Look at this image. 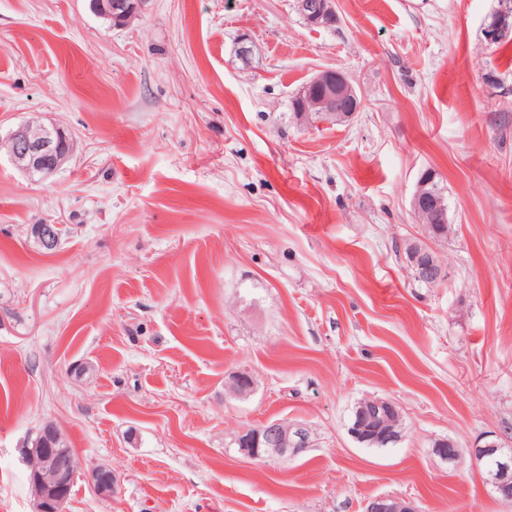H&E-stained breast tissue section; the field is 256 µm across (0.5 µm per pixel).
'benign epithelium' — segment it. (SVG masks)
I'll list each match as a JSON object with an SVG mask.
<instances>
[{"instance_id":"7a95c632","label":"benign epithelium","mask_w":512,"mask_h":512,"mask_svg":"<svg viewBox=\"0 0 512 512\" xmlns=\"http://www.w3.org/2000/svg\"><path fill=\"white\" fill-rule=\"evenodd\" d=\"M148 0H93L96 14L112 20V26L123 27L134 17L146 10ZM335 0H316L312 5L297 3L298 10L311 26L328 27L336 23ZM512 33V0H498V8L492 14L491 22L484 29L487 42L492 43ZM312 88L322 92L313 94ZM360 96L342 73L332 70L317 74L301 92V111L316 112L330 122H346L360 110ZM7 139L13 143L9 157L13 165L29 178L45 179L55 172L69 157L72 145L64 131L56 126L45 125L39 135L30 134L23 125L10 132ZM425 184L418 181L411 199V209L415 214L427 207L434 210L443 204L424 192ZM407 264L412 270L440 281L444 279L443 267L436 263L434 253L414 250L410 252ZM396 405L377 397L373 406L362 411L350 425V434L358 441H379L388 443L395 435L388 428V415ZM62 434L52 424L45 425L38 435L29 455V482L36 502V512H64L69 499V489L82 467L74 463L72 452L59 447ZM239 452L259 461L286 460L310 447V430L297 423L288 425L281 421L264 423L258 430H244L233 439ZM471 456L482 464L491 476L496 492L505 500H512V457L500 453L499 445L487 442L471 450ZM98 495L112 497L114 481L112 469L95 466L90 470ZM365 512H414L409 504L400 498L382 496L370 500Z\"/></svg>"}]
</instances>
